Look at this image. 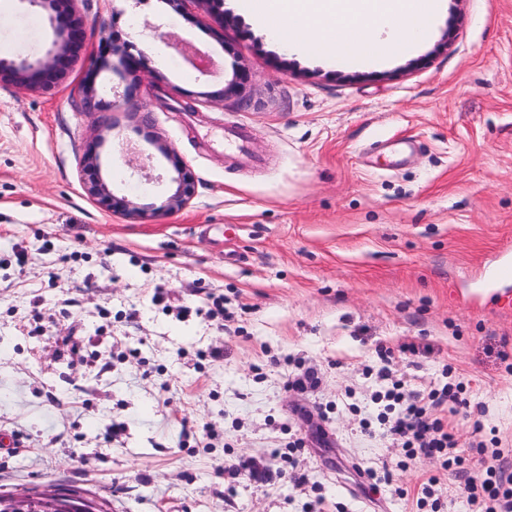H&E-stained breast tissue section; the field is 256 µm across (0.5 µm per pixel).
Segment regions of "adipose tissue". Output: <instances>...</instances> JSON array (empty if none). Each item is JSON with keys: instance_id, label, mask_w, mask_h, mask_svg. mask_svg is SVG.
<instances>
[{"instance_id": "1", "label": "adipose tissue", "mask_w": 512, "mask_h": 512, "mask_svg": "<svg viewBox=\"0 0 512 512\" xmlns=\"http://www.w3.org/2000/svg\"><path fill=\"white\" fill-rule=\"evenodd\" d=\"M287 50L377 65L427 32L441 0H236Z\"/></svg>"}]
</instances>
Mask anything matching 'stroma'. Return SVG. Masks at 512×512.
I'll return each instance as SVG.
<instances>
[{"label": "stroma", "instance_id": "35a3bbf8", "mask_svg": "<svg viewBox=\"0 0 512 512\" xmlns=\"http://www.w3.org/2000/svg\"><path fill=\"white\" fill-rule=\"evenodd\" d=\"M67 8L86 39L58 84H0V494L76 486L107 512H308L317 487L330 508L409 512L372 481L389 469L409 488L429 462L397 469L391 439L360 427L378 413L380 344L416 346L392 365L414 386L442 387L455 366L482 410L452 416L461 445L512 451L499 357L512 277L488 282L512 264V0H443L413 51L374 67L285 51L230 0ZM52 39L36 0H0L10 58L34 61ZM239 66L242 94L205 99ZM228 128L248 156L217 145ZM98 137L117 194L161 204L173 154L190 202L144 220L107 209L81 165ZM206 293L229 321L196 314ZM215 346L223 360L199 359ZM291 358L315 387L288 389ZM241 459L265 480L227 494L224 466Z\"/></svg>", "mask_w": 512, "mask_h": 512}]
</instances>
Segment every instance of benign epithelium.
Wrapping results in <instances>:
<instances>
[{
	"instance_id": "7a95c632",
	"label": "benign epithelium",
	"mask_w": 512,
	"mask_h": 512,
	"mask_svg": "<svg viewBox=\"0 0 512 512\" xmlns=\"http://www.w3.org/2000/svg\"><path fill=\"white\" fill-rule=\"evenodd\" d=\"M64 0H42V4L54 11L49 17L53 26L54 39L46 54L34 61H16L6 54H0V83L13 84L26 88H49L67 68L72 53L81 47L85 39V29L70 20L67 11L59 9ZM248 75L241 71L224 87L209 91L205 96L224 98L241 88ZM83 170L88 175L86 189L114 212H120L130 218H141L150 212L168 211L185 206L193 196L194 186L183 172L179 162H174L176 176L171 178L175 188L172 194L158 207L142 206L125 196L114 195L107 182L100 175L101 163L96 145L88 146L82 161ZM38 497L47 505L48 512H104V508L82 496L62 497L51 490L38 493Z\"/></svg>"
}]
</instances>
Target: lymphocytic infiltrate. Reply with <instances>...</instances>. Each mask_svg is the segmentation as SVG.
Listing matches in <instances>:
<instances>
[{
    "label": "lymphocytic infiltrate",
    "instance_id": "lymphocytic-infiltrate-1",
    "mask_svg": "<svg viewBox=\"0 0 512 512\" xmlns=\"http://www.w3.org/2000/svg\"><path fill=\"white\" fill-rule=\"evenodd\" d=\"M383 362L376 378L381 387L371 396L379 412L375 421H364V432L380 428L397 444L399 467L409 468L423 458L435 460L437 472L423 476L416 492L395 487L398 496H411L415 512H442L436 494L442 473L452 474L464 482L469 512H512V468L501 448L485 447L483 442L460 448L446 408H468L469 401L462 383L448 382L442 388H409L404 379L395 377L388 363L391 349L379 348Z\"/></svg>",
    "mask_w": 512,
    "mask_h": 512
}]
</instances>
